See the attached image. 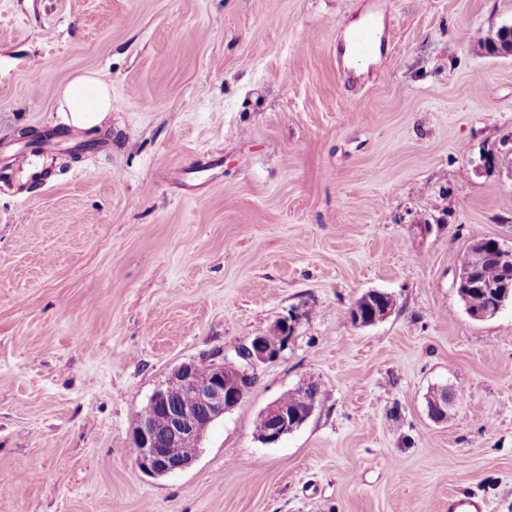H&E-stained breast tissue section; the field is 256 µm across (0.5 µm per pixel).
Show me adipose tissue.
<instances>
[{
  "instance_id": "obj_1",
  "label": "adipose tissue",
  "mask_w": 512,
  "mask_h": 512,
  "mask_svg": "<svg viewBox=\"0 0 512 512\" xmlns=\"http://www.w3.org/2000/svg\"><path fill=\"white\" fill-rule=\"evenodd\" d=\"M111 109V89L100 73L77 74L59 91L58 117L69 127H98Z\"/></svg>"
}]
</instances>
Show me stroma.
<instances>
[{"mask_svg":"<svg viewBox=\"0 0 512 512\" xmlns=\"http://www.w3.org/2000/svg\"><path fill=\"white\" fill-rule=\"evenodd\" d=\"M0 0V154L52 134L57 176L0 182V512H512V303L468 317L478 238L512 247V0ZM97 71L101 126L59 124ZM391 294L371 325L346 312ZM293 333L187 470L133 422L182 362ZM325 399L278 443L259 413ZM465 391L445 421L438 387ZM350 50L358 58H374L377 54V42L373 24L353 31L350 38ZM111 110L110 86L98 72L77 74L59 91L58 118L69 127H98ZM319 401L323 400L325 393L315 381H304L291 392L295 394V403L293 408H288L293 404V396L288 391V402L276 399L270 403L260 413L265 419L257 418L255 422V431L262 433L258 438L265 444L277 443L284 435L291 433L299 428L313 413ZM267 427V428H266Z\"/></svg>","mask_w":512,"mask_h":512,"instance_id":"1","label":"stroma"}]
</instances>
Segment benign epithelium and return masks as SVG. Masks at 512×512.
<instances>
[{
    "label": "benign epithelium",
    "mask_w": 512,
    "mask_h": 512,
    "mask_svg": "<svg viewBox=\"0 0 512 512\" xmlns=\"http://www.w3.org/2000/svg\"><path fill=\"white\" fill-rule=\"evenodd\" d=\"M494 259L504 271L501 282L488 288L478 270L488 259ZM457 292L464 298L466 312L474 320L496 316L505 302L512 299V247L499 240L479 243L471 265L462 268L455 280ZM368 308L361 311L355 305L350 309L349 321L358 326L374 325L386 319L393 309L392 297L384 292L366 295ZM293 331L291 321L274 324L269 333L255 336L250 344L235 350L234 356L219 349L200 360H190L176 366L167 380L150 396L148 405L166 411L163 428L153 418L140 420L133 429L132 440L138 468L154 476H165L189 468L197 459L199 447L210 425L225 413L235 409L244 399L256 379L259 365L277 359L283 346L272 342L276 335L286 340ZM315 381H305L292 389L293 407L277 399L260 413L268 422L259 439L274 444L284 435L299 428L318 405ZM452 403L445 395L431 397L429 416L441 421L448 416Z\"/></svg>",
    "instance_id": "7a95c632"
}]
</instances>
